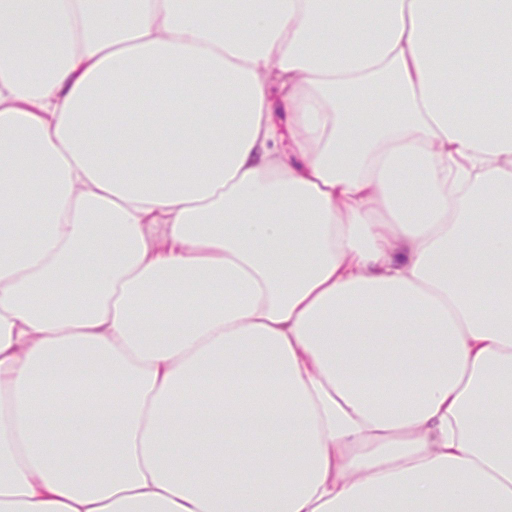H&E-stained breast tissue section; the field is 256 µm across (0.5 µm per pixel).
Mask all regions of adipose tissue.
Segmentation results:
<instances>
[{
	"label": "adipose tissue",
	"mask_w": 512,
	"mask_h": 512,
	"mask_svg": "<svg viewBox=\"0 0 512 512\" xmlns=\"http://www.w3.org/2000/svg\"><path fill=\"white\" fill-rule=\"evenodd\" d=\"M504 57L512 0H0V512H512Z\"/></svg>",
	"instance_id": "ef3b65f1"
}]
</instances>
